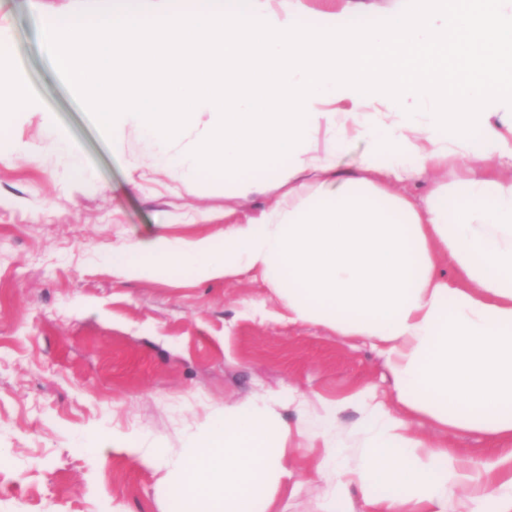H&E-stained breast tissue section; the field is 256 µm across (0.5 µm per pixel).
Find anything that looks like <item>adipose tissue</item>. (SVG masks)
<instances>
[{
    "label": "adipose tissue",
    "instance_id": "1",
    "mask_svg": "<svg viewBox=\"0 0 512 512\" xmlns=\"http://www.w3.org/2000/svg\"><path fill=\"white\" fill-rule=\"evenodd\" d=\"M359 0L301 11L285 0H114L91 14L40 17L58 70L120 144L136 127L188 182L225 195L287 188V206L224 228L222 240L134 239L119 271L227 278L257 270L295 319L365 336L386 357L396 416L376 396L326 401L325 434L362 408L360 465L330 491L357 489L364 512H448L463 480L448 430L512 441V0H395L352 25ZM0 89L15 113L36 99L6 53ZM208 122H201L202 114ZM362 153L351 168L342 159ZM462 168L452 191L405 186ZM447 260L452 276L437 271ZM430 419L441 441L412 435ZM290 429L271 400L224 408L172 474L175 508L280 512ZM475 498L512 512V473L473 479Z\"/></svg>",
    "mask_w": 512,
    "mask_h": 512
}]
</instances>
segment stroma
I'll list each match as a JSON object with an SVG mask.
<instances>
[{
	"instance_id": "obj_1",
	"label": "stroma",
	"mask_w": 512,
	"mask_h": 512,
	"mask_svg": "<svg viewBox=\"0 0 512 512\" xmlns=\"http://www.w3.org/2000/svg\"><path fill=\"white\" fill-rule=\"evenodd\" d=\"M110 0H0L12 62L41 112L11 123L23 152L0 160V512H168L181 448L212 415L246 398H285L288 426L320 431V403L359 390L394 403L384 356L363 336L294 320L260 273L127 277L112 255L130 239L220 238L283 192L234 198L185 184L154 163L155 147L127 128L121 150L62 82L38 23L46 11ZM79 148L49 149L56 130ZM79 167L84 179L70 177ZM161 444L154 467L102 435ZM470 475L505 449L480 427L448 432ZM324 472L278 496L282 512H327Z\"/></svg>"
}]
</instances>
